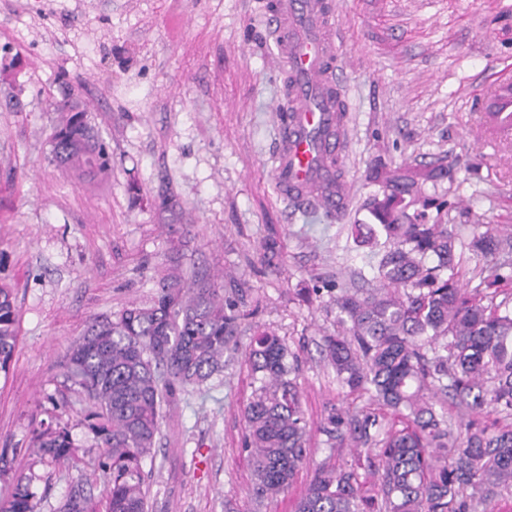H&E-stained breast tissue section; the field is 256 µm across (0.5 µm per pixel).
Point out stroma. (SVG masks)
Listing matches in <instances>:
<instances>
[{
    "instance_id": "35a3bbf8",
    "label": "stroma",
    "mask_w": 512,
    "mask_h": 512,
    "mask_svg": "<svg viewBox=\"0 0 512 512\" xmlns=\"http://www.w3.org/2000/svg\"><path fill=\"white\" fill-rule=\"evenodd\" d=\"M272 0H0V49L20 66L0 77V283L18 307V339L0 373V449L12 472L35 470L39 512H54L83 475L101 496L102 453L64 376L89 320L148 302L171 273L201 271L259 298L250 322L298 353L309 453L285 493L252 494L242 446L250 395L243 356L223 385L180 395L146 466L152 512H294L323 463L354 464L319 427L330 406H355L318 345L336 328L329 293L300 291L347 277L339 221L295 208L275 187L272 111L282 76L265 18ZM347 107V219L378 193L369 166L444 163L425 193L463 236L512 226V141L472 130L475 79L512 64V0H330ZM81 103L109 144L112 168L91 184L51 160L55 104ZM278 268L263 262L268 238ZM68 426L70 462L33 465L31 440Z\"/></svg>"
}]
</instances>
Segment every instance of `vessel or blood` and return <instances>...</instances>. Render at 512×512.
I'll use <instances>...</instances> for the list:
<instances>
[{
  "instance_id": "b4317fda",
  "label": "vessel or blood",
  "mask_w": 512,
  "mask_h": 512,
  "mask_svg": "<svg viewBox=\"0 0 512 512\" xmlns=\"http://www.w3.org/2000/svg\"><path fill=\"white\" fill-rule=\"evenodd\" d=\"M267 25L287 76L284 103L273 113L279 132L272 164L276 190L302 207L340 213L348 187L334 180L345 120L336 101L341 76L335 19L327 0H274ZM480 130L493 137L512 135L511 68L494 75Z\"/></svg>"
}]
</instances>
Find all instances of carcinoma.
I'll list each match as a JSON object with an SVG mask.
<instances>
[{
	"label": "carcinoma",
	"mask_w": 512,
	"mask_h": 512,
	"mask_svg": "<svg viewBox=\"0 0 512 512\" xmlns=\"http://www.w3.org/2000/svg\"><path fill=\"white\" fill-rule=\"evenodd\" d=\"M57 104L53 161L82 178L110 167L106 144L92 135L85 113ZM448 174L444 165L374 170L382 184L370 221L342 225L358 247L370 249L367 269L336 282L337 331L321 352L341 386L363 391L391 411L331 406L322 431L326 445L365 449L376 476L372 488L358 468L320 467L295 512H494L502 488L512 486V425H460L452 407L512 416V299L496 301L512 282V234L487 230L464 240L442 223V207L421 185ZM436 209V216L429 215ZM485 262L479 283L460 284L463 250ZM259 299L204 277L162 279L145 304L131 303L92 320L69 347L64 368L88 404L83 424L104 448L110 474L100 499L84 483L71 488L57 512H150L144 465L154 461L164 409L182 393L213 384L224 354ZM18 336L12 289L0 285V372H8ZM251 397L243 410L244 449L258 498L293 484L308 453L309 431L296 382L298 354L276 332L253 327L244 351ZM36 461L13 475L0 512H37V464L75 457L66 426L47 427L32 440Z\"/></svg>",
	"instance_id": "1"
}]
</instances>
